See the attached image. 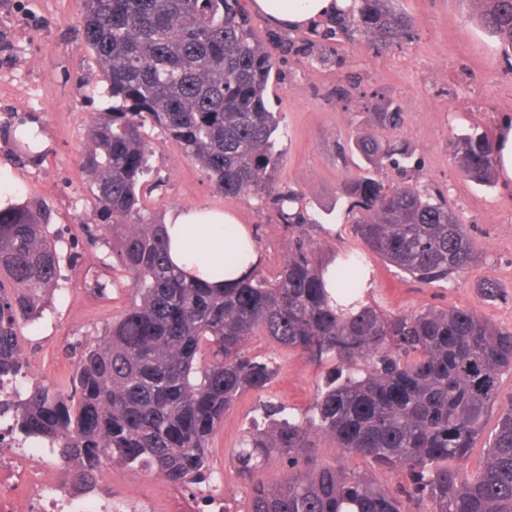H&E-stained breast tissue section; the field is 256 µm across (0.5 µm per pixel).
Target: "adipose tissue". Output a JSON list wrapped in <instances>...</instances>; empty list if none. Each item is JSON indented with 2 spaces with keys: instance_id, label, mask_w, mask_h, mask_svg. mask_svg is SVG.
<instances>
[{
  "instance_id": "1",
  "label": "adipose tissue",
  "mask_w": 512,
  "mask_h": 512,
  "mask_svg": "<svg viewBox=\"0 0 512 512\" xmlns=\"http://www.w3.org/2000/svg\"><path fill=\"white\" fill-rule=\"evenodd\" d=\"M352 5L353 0H250L254 12L291 31L314 28ZM164 236L174 266L215 288L251 275L262 263L253 228L230 211L171 210L164 217Z\"/></svg>"
}]
</instances>
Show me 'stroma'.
I'll return each mask as SVG.
<instances>
[{"mask_svg": "<svg viewBox=\"0 0 512 512\" xmlns=\"http://www.w3.org/2000/svg\"><path fill=\"white\" fill-rule=\"evenodd\" d=\"M394 5L412 20L411 39L378 51L356 35L338 41L325 64L305 46L309 30L288 31L250 13L256 35L275 62L267 90L283 134L275 189L299 194L316 220L306 237L315 259L325 262L361 246L352 229L355 216L340 195L343 181L369 173L357 137L369 133L385 144L406 145L412 153L407 167L383 164L379 178L390 186L442 193L466 224L476 259L450 282L423 285L368 254L374 299L394 314L465 307L512 328V193L464 178L451 148L453 137L473 129L494 136L501 118L512 116V68L499 42L481 27L477 0H395ZM82 11L83 0H0V163L5 166L0 193L15 203L49 207L63 248L78 254L77 262L63 263L61 290L49 294L42 316L24 327L20 338L31 373L58 386L73 371L64 355L68 342L101 335L125 304L124 298L100 299L85 288L89 276L103 272L107 251L92 246L80 231L95 214L82 165L89 123L109 101L82 39ZM390 107L404 114L395 131L376 126L373 119ZM29 129L38 135L42 159L36 164L16 142ZM147 134L152 177L160 186L144 196L145 222L162 223L167 211L184 207L234 211L254 228L264 256L261 273L278 271L295 235L280 224L273 205L217 192L163 132L151 128ZM487 281L498 286L497 298L484 295L481 285ZM245 349L275 360L278 369L266 389L246 392L236 401L212 440V469L224 476L228 512H246L251 483L279 484L287 470L275 454L252 481L241 479L234 452L243 429L261 417L264 402L306 408L324 375L306 356L265 336L251 337ZM315 458L366 475L385 489L406 480L403 473L325 439L318 441ZM106 488L115 495H143L156 512H175L179 491L177 485L121 467L113 468Z\"/></svg>", "mask_w": 512, "mask_h": 512, "instance_id": "1", "label": "stroma"}]
</instances>
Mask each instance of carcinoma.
<instances>
[{"mask_svg": "<svg viewBox=\"0 0 512 512\" xmlns=\"http://www.w3.org/2000/svg\"><path fill=\"white\" fill-rule=\"evenodd\" d=\"M479 18L511 59L512 0H483ZM412 29L388 0H355L319 37L357 34L380 50ZM82 31L112 100L91 120L83 160L98 219L85 231L109 249L112 264L87 288L107 299L127 288L130 304L102 335L71 344L68 388L35 381L15 392L11 430L40 440L77 480L112 464L202 484L226 412L273 378V361L244 351L263 335L329 369L307 410L287 415L268 401L263 426L242 437L235 461L244 478L274 453L288 458L280 484L251 488L247 512H406L403 496L432 500L434 512H512V397L482 465L461 467L499 401L501 372L512 369V328L462 307L387 314L363 289L368 251L427 285L466 270L472 242L452 206L372 176L346 183L362 248L336 267L333 290L305 243L315 220L297 194L274 188L279 121L266 100L274 62L240 0H84ZM375 118L393 130L403 124L400 112ZM148 125L176 142L216 190L269 201L298 231L280 271L218 290L169 263L163 225L137 219L151 172ZM356 146L375 169L410 158L370 134ZM453 155L464 177L495 184L494 144L484 134L456 137ZM58 243L49 208L0 207L1 379L26 375L21 331L61 281ZM321 438L404 472L408 486L394 494L316 463Z\"/></svg>", "mask_w": 512, "mask_h": 512, "instance_id": "obj_1", "label": "carcinoma"}]
</instances>
